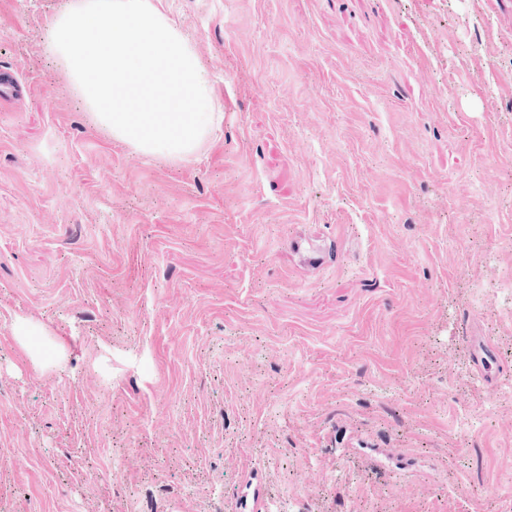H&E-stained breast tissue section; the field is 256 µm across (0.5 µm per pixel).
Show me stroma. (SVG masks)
<instances>
[{
	"mask_svg": "<svg viewBox=\"0 0 512 512\" xmlns=\"http://www.w3.org/2000/svg\"><path fill=\"white\" fill-rule=\"evenodd\" d=\"M60 3L0 0V512H512V0H161L224 114L175 163ZM290 249L298 255L304 265L314 267L324 263L323 249L307 240H293L290 244ZM474 344L478 342L477 354L473 353V362L477 373L482 378H488V372L497 364L493 348L485 341L472 337ZM473 344V346H475Z\"/></svg>",
	"mask_w": 512,
	"mask_h": 512,
	"instance_id": "35a3bbf8",
	"label": "stroma"
}]
</instances>
